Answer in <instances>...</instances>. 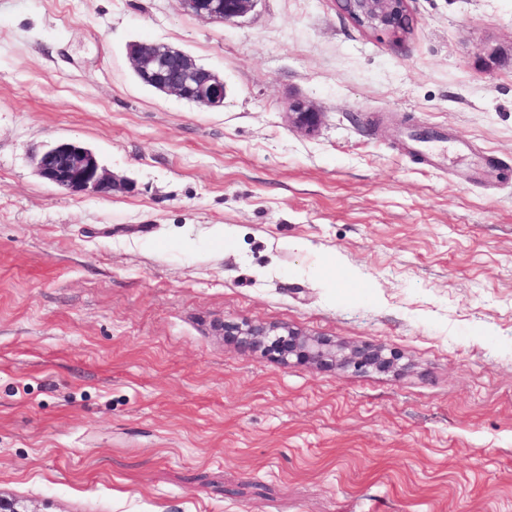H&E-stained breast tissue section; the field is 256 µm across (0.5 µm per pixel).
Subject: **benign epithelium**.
Returning a JSON list of instances; mask_svg holds the SVG:
<instances>
[{"mask_svg": "<svg viewBox=\"0 0 512 512\" xmlns=\"http://www.w3.org/2000/svg\"><path fill=\"white\" fill-rule=\"evenodd\" d=\"M257 0H182L185 9L203 19L227 22L245 16ZM342 9L359 27L385 32L400 41L411 31L408 0H341ZM129 53L136 76L157 91L212 109L224 106V79L198 64L185 52L158 42H135ZM292 123L308 134L318 128L320 112L304 100L293 101ZM36 171L45 182L72 194L107 196L115 181L96 154L77 142L53 145L36 159ZM224 339L242 346L260 347L283 365L293 362L320 369L398 373L402 355L393 349L351 345L308 334L290 326H263L224 322Z\"/></svg>", "mask_w": 512, "mask_h": 512, "instance_id": "obj_1", "label": "benign epithelium"}]
</instances>
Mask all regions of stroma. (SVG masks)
I'll return each mask as SVG.
<instances>
[{
  "mask_svg": "<svg viewBox=\"0 0 512 512\" xmlns=\"http://www.w3.org/2000/svg\"><path fill=\"white\" fill-rule=\"evenodd\" d=\"M408 6L398 41L337 0L225 23L181 0H0L1 498L512 512V0ZM143 40L222 77L223 108L141 84ZM62 141L120 188L43 181L33 158ZM228 320L407 367L285 366ZM292 123L308 134H313L320 122V112L304 100L297 99L288 107Z\"/></svg>",
  "mask_w": 512,
  "mask_h": 512,
  "instance_id": "stroma-1",
  "label": "stroma"
}]
</instances>
